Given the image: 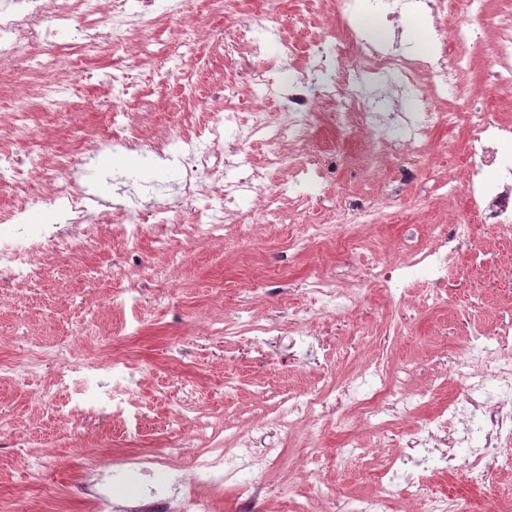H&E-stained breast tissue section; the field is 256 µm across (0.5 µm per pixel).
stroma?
I'll return each instance as SVG.
<instances>
[{
  "label": "stroma",
  "mask_w": 512,
  "mask_h": 512,
  "mask_svg": "<svg viewBox=\"0 0 512 512\" xmlns=\"http://www.w3.org/2000/svg\"><path fill=\"white\" fill-rule=\"evenodd\" d=\"M256 12L268 13L283 36L301 45L330 32L340 41L346 37L339 0L306 10L296 0H240L230 14L213 9L209 0H186L181 20L156 25L155 40L167 47L174 45L182 20L196 19L195 49L209 66L190 81L171 74L162 87L156 77L163 62L161 53L127 59V72L139 93L126 110L140 127L143 147L175 132L199 131L205 115L196 111L197 100L225 84L237 89L233 100L237 110H249L247 71L278 62L276 47H267L258 60L231 46L235 28L248 23ZM114 63L111 54H102L87 62L88 78L73 83L71 102L86 134L101 133L107 127L105 108L112 90L104 80ZM468 136L463 122L453 129L434 128L425 168L409 178L400 159L403 146L387 149L373 163L366 157L363 133L345 134L326 125L300 155L304 162L329 151L335 155L336 166L329 171L320 198L310 200L294 192L277 196L268 223L255 226L246 213L230 212L223 237L182 241L184 258L178 263L170 262L148 239L143 240L136 262L127 263L121 241L112 237L109 227L100 225L94 248L84 260L55 255L59 273L44 288L35 292L0 289V358L14 352L15 332H24L29 341L52 345L71 334L81 310H94L99 328L95 338L88 340V348L121 344L140 371L139 394L152 400L154 408L138 439L126 441L119 438L117 425L111 421L92 415L63 421L39 409L31 401L35 385H0V419L8 421L10 428L9 447H0V512L33 496L38 483L57 495L56 501L47 503V512H90L83 495L86 474L71 450L74 430L80 433L87 452L104 457L174 442L190 452L203 447V440L195 438L188 423L171 415L168 401L155 397L158 383L184 377L199 386L200 407L214 421L234 420L252 434L258 446L284 448L291 464L268 471L271 492L259 503L258 512H281L280 491L293 497L301 493L303 476L298 466L315 450L325 457L322 477L338 500L350 501L367 490L373 472L384 467L391 455L390 449L375 447L376 430L359 425L343 432L336 426L335 412L330 411L322 419V430L313 436L298 431L286 435L273 419L274 397L332 388L358 375L363 364L372 360L385 364L397 387L414 390L437 385L435 405L457 396V376L450 367L449 353L465 344L473 329L490 334L501 322L512 319V278L497 282L492 289L485 285L490 274L512 263V240L497 236L492 226L482 223L466 197L452 202L441 190L449 177L462 175ZM89 166L95 170L126 167L142 182L162 178L175 183L183 178L175 169L137 168L133 156L108 149L99 152ZM383 196L390 205L379 225L359 230L360 251L327 249L311 241L294 247V240L303 233V221L330 224L342 200L361 202ZM462 215L472 224L473 234L455 256L447 280L437 282L420 272L401 297L387 294L379 282L359 281L361 254L396 261L405 252L429 244L432 224L449 225ZM98 266L118 271L120 287L140 288L145 317L137 334L121 333L122 309H103L110 291L96 287L91 278ZM325 273L340 285L361 288L362 297L356 309L316 318L304 346L292 344L282 332L267 337L263 351L258 352L234 334H207L210 320L231 325L244 310L264 319L286 321L290 308L303 303L308 277ZM433 293L442 296V305L424 308L423 298ZM176 341L182 353L175 360L170 346ZM229 371L236 380L230 391L224 388V375ZM356 441L364 444V454L348 457ZM23 459L36 465L31 482L8 479V472Z\"/></svg>",
  "instance_id": "stroma-1"
}]
</instances>
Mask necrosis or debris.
Returning <instances> with one entry per match:
<instances>
[{
  "instance_id": "necrosis-or-debris-1",
  "label": "necrosis or debris",
  "mask_w": 512,
  "mask_h": 512,
  "mask_svg": "<svg viewBox=\"0 0 512 512\" xmlns=\"http://www.w3.org/2000/svg\"><path fill=\"white\" fill-rule=\"evenodd\" d=\"M0 0V72L17 88L13 112L0 118V196H13L8 224L0 226V288L16 283L38 284L54 268L49 256L67 251L84 259L90 251V235L65 234L63 226H89L112 222V197L102 193L94 180L85 178L74 164L75 155L92 159L102 149L97 139H80L76 152L59 149L55 140L42 136L26 109L28 92H36L42 111L73 126L68 110L67 84L59 70L82 75L88 59L107 51L129 56L133 43L148 45L159 20L180 16L184 0ZM486 0H465V6L450 28H437L448 37L452 51L422 59L402 47L388 51L382 42L358 35L348 47L328 36L312 47L314 64L289 76L287 85L265 79L262 69L253 70L251 89L258 103L246 112L231 104L233 87H225L226 104L218 108L212 99L199 102L206 112L204 133L187 137L177 134L148 149H141L124 105L134 91L122 68L112 72L111 143L137 152L148 167L164 164L186 169L174 192L159 185H145L118 178L115 195L127 197L124 222L117 232L126 254H133L145 237H152L170 261L182 260L176 246L180 237H218L224 219L233 207L252 202L256 212L268 211L271 201L259 185L260 169L293 168L292 155L282 148L284 140L308 142L322 123L348 131L359 126L368 136L369 148L398 140L408 160L420 158L427 147L429 131L455 126L466 119L467 180L449 182V198L466 193L485 223L512 236V153H503L502 141L512 140V124L500 122L497 112L475 105L476 87L465 73L467 46L494 33V65L489 85L512 90V8L485 18ZM335 67L338 75L320 84L315 72ZM414 99L413 109L383 112L386 97ZM446 97L465 107V114L439 110L435 99ZM280 103L270 111L269 101ZM327 112H320V105ZM263 146L261 162H253V149ZM224 176L223 187L204 189L203 183ZM42 212L45 223L34 224L30 216ZM469 224L437 225L435 244L425 251L406 254L395 265L378 258L367 261L375 278L387 292L398 291L418 269L436 277L448 272V262L469 241ZM307 294L310 302L293 311L287 329L295 336L307 335L315 317L355 307L359 295L324 277H316ZM19 360L0 364V380L26 385L44 364L54 366L48 381L35 393L37 406L66 416L98 414L118 420L125 438L139 436L152 413L149 403L137 396V371L123 351L74 355L56 346L21 339ZM462 382V397L450 400L416 426L407 448L398 452V467L388 468L379 478V494L340 506L339 512H389L391 499L383 490L401 486L403 496L417 512H464L458 498L441 495L422 479L430 462H438L449 475L462 476L469 487L492 492L496 470L512 464V321L500 325L494 336L476 333L455 361ZM342 395L363 410V421L393 423L423 408L434 398V388L405 392L395 389L380 365L367 366L359 377L341 384ZM161 397L175 395L177 408L193 411L192 425L206 448L180 464L182 449L170 445L154 451H134L112 456L108 463L86 456L85 487L92 512H214L212 500L197 492L198 482L213 488L233 485L241 512H251L263 486L254 475L276 463L281 448H253L249 437L233 422L210 421L197 411L199 391L192 381H179L176 388L159 387ZM329 392L286 394L274 418L284 432L301 422L319 428ZM235 439L234 453L224 443Z\"/></svg>"
}]
</instances>
